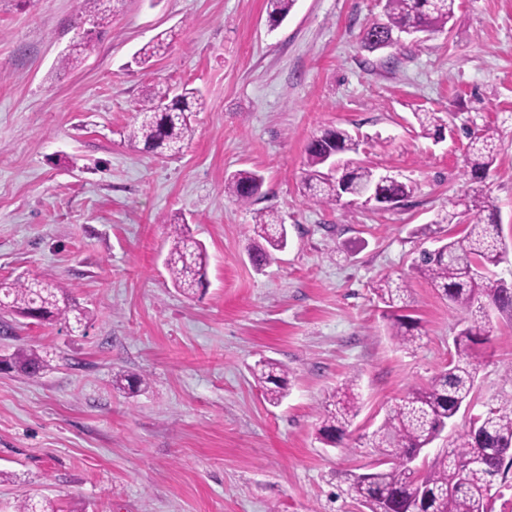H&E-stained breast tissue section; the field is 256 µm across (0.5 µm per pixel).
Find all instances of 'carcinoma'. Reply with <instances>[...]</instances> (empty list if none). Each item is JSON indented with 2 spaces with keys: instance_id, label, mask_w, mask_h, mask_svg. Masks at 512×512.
Instances as JSON below:
<instances>
[{
  "instance_id": "obj_1",
  "label": "carcinoma",
  "mask_w": 512,
  "mask_h": 512,
  "mask_svg": "<svg viewBox=\"0 0 512 512\" xmlns=\"http://www.w3.org/2000/svg\"><path fill=\"white\" fill-rule=\"evenodd\" d=\"M83 22L93 26L83 31L79 40L65 54L60 66L76 63L80 56L94 49V30L109 23L122 0H83ZM297 0H267L269 21L284 19ZM456 0H385L386 20L372 25L363 37L372 50L390 44L394 33L409 29L430 34L445 30L455 15ZM174 34L161 31L136 55L137 64L151 66L152 60L164 56ZM205 102L196 92L183 88L175 93L162 87L146 100L140 110L141 119L133 125L129 141L143 144V150L154 155L179 153L191 131L190 118L202 112ZM415 117L425 134H441L443 119L435 112H422ZM341 155L358 153L359 142L344 129H328L314 137L307 147L302 179L304 194L317 205L327 206L344 196L361 199V194L374 191L394 202H401L413 192V186L397 178L389 181L362 163L346 161L347 172L341 177L325 173L328 149ZM497 145L491 135L471 138L466 159L470 188L464 198L439 216L435 223L464 225L460 235L448 233L437 238L438 246L421 253L416 270L452 307L471 315L472 321L455 340L456 358L447 369L423 386L411 389L401 403L372 432L369 445L380 449L387 458L373 464L369 471L354 476L348 491L368 509L385 512H407L413 505L419 512H493L495 499L507 486L512 471V397L474 415L469 430L458 436L438 454L428 467L416 471L411 460L437 440L462 407L471 405L477 376L472 360V345L488 339L486 319L494 309L512 316V287L501 280L485 276L487 266L504 260L501 228L496 206L484 192L483 183L496 161ZM264 185V176L256 170H237L224 180V195L241 205H248ZM171 248L166 258L174 285L184 294L192 295L203 285L207 254L203 246L187 235L183 221H173ZM255 239L250 256L257 268L273 251L288 245V231L274 213L264 215L253 227ZM376 296L387 308V331L401 347L416 343L421 333L418 322L403 313L407 307L408 288L404 282L391 278L374 288ZM7 313L52 323L85 318L69 294L39 278L16 281L4 288ZM9 368L35 377L51 367L46 357L21 345L6 360ZM288 370L271 360L256 364L253 376L264 389L267 402L279 404L285 397ZM345 383L332 407L325 409L320 435L329 445H340L347 427L357 416L358 401L352 387Z\"/></svg>"
}]
</instances>
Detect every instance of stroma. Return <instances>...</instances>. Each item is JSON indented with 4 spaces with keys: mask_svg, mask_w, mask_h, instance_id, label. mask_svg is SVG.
<instances>
[{
    "mask_svg": "<svg viewBox=\"0 0 512 512\" xmlns=\"http://www.w3.org/2000/svg\"><path fill=\"white\" fill-rule=\"evenodd\" d=\"M81 0H0V281L45 276L70 292L82 324L11 318L0 356L30 344L52 362L27 377L0 370V508L21 498L55 512H369L352 475L379 457L371 434L409 390L455 355L469 324L414 269L428 229L468 189L470 132L499 152L488 184L512 249V0H456L448 30L370 52L361 37L384 0H297L271 27L266 0H124L81 63L58 60L80 33ZM176 37L144 69L134 53ZM159 86L197 90L183 150L158 157L126 134ZM436 112L441 138L415 115ZM331 127L357 157L412 183L397 206L303 195L309 141ZM260 171L241 205L224 178ZM276 212L288 246L256 269L248 247L260 213ZM181 214L208 254L195 298L173 285L165 220ZM406 281L422 339L388 336L373 288ZM476 346L472 411L512 396V317L491 312ZM289 370L269 405L251 369ZM137 373L136 395L116 376ZM355 379L361 408L346 446H324L321 416Z\"/></svg>",
    "mask_w": 512,
    "mask_h": 512,
    "instance_id": "35a3bbf8",
    "label": "stroma"
}]
</instances>
